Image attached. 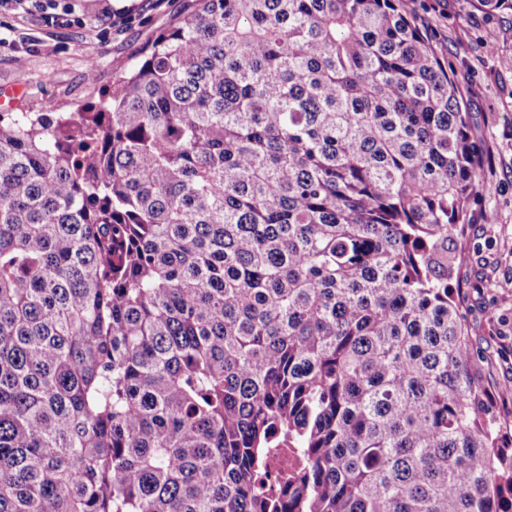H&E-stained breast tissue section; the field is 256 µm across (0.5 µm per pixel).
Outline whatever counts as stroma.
Here are the masks:
<instances>
[{
  "mask_svg": "<svg viewBox=\"0 0 512 512\" xmlns=\"http://www.w3.org/2000/svg\"><path fill=\"white\" fill-rule=\"evenodd\" d=\"M195 0H0V112H74L97 102ZM463 94L492 192L469 203L453 287L463 290L474 371L512 437V9L403 0ZM95 59V78L87 61Z\"/></svg>",
  "mask_w": 512,
  "mask_h": 512,
  "instance_id": "stroma-1",
  "label": "stroma"
}]
</instances>
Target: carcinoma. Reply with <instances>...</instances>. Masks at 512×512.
I'll list each match as a JSON object with an SVG mask.
<instances>
[{
    "mask_svg": "<svg viewBox=\"0 0 512 512\" xmlns=\"http://www.w3.org/2000/svg\"><path fill=\"white\" fill-rule=\"evenodd\" d=\"M400 2L199 0L0 112V512H512L450 287L489 187ZM299 457L294 448L284 447L280 453L269 458L267 462V487L269 492L284 498L288 495V488L281 480L285 471H292L299 467Z\"/></svg>",
    "mask_w": 512,
    "mask_h": 512,
    "instance_id": "obj_1",
    "label": "carcinoma"
}]
</instances>
